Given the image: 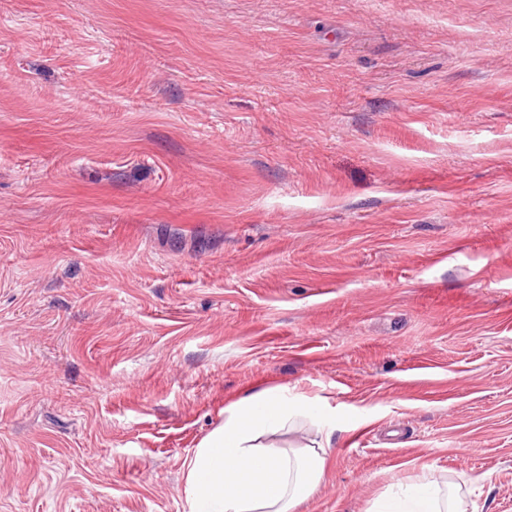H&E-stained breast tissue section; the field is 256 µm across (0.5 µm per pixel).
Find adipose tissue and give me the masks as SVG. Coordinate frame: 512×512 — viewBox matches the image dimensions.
<instances>
[{"instance_id": "adipose-tissue-1", "label": "adipose tissue", "mask_w": 512, "mask_h": 512, "mask_svg": "<svg viewBox=\"0 0 512 512\" xmlns=\"http://www.w3.org/2000/svg\"><path fill=\"white\" fill-rule=\"evenodd\" d=\"M309 421L315 434L285 448L279 437ZM335 420L287 387L246 393L224 408V420L184 463L189 512H297L326 478ZM371 512H448V492L432 472L377 499Z\"/></svg>"}]
</instances>
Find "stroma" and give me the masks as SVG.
Here are the masks:
<instances>
[{"label":"stroma","instance_id":"1","mask_svg":"<svg viewBox=\"0 0 512 512\" xmlns=\"http://www.w3.org/2000/svg\"><path fill=\"white\" fill-rule=\"evenodd\" d=\"M512 512V0H0V512H187L254 387Z\"/></svg>","mask_w":512,"mask_h":512}]
</instances>
